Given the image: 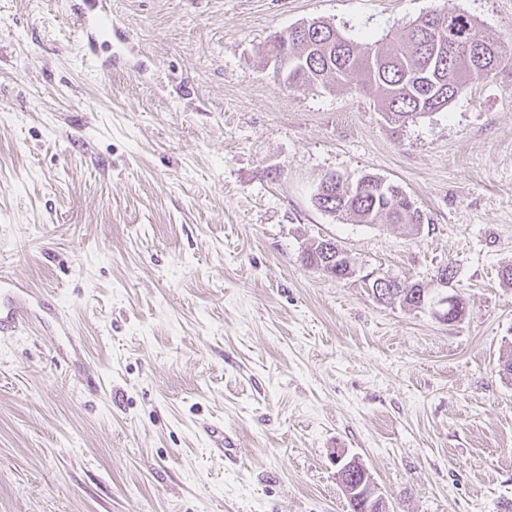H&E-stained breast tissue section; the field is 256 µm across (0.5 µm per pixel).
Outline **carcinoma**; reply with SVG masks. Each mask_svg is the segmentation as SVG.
Segmentation results:
<instances>
[{
    "label": "carcinoma",
    "instance_id": "obj_1",
    "mask_svg": "<svg viewBox=\"0 0 512 512\" xmlns=\"http://www.w3.org/2000/svg\"><path fill=\"white\" fill-rule=\"evenodd\" d=\"M444 7L415 20L398 39L386 36L358 41L341 34L323 21L309 36L290 33L276 36L264 60L273 67L275 79L287 85L325 86L336 82L377 94L379 107L396 122H406L421 114L440 110L441 103L454 98L464 80L450 77L456 55L470 47L471 31L476 22L461 14L455 17V39L435 45L433 34L448 27ZM500 63V57L477 59L472 78L487 76ZM392 191H366L353 183L340 195L330 196L318 208L338 216H349L361 224L383 219L388 224L418 226L423 213L413 206L409 196H399V186L388 183ZM321 241L304 251L303 262L309 267L324 264Z\"/></svg>",
    "mask_w": 512,
    "mask_h": 512
}]
</instances>
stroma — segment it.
Returning <instances> with one entry per match:
<instances>
[{
	"label": "stroma",
	"instance_id": "1",
	"mask_svg": "<svg viewBox=\"0 0 512 512\" xmlns=\"http://www.w3.org/2000/svg\"><path fill=\"white\" fill-rule=\"evenodd\" d=\"M0 0V512H348L343 448L392 512H512V0ZM447 6L502 48L441 111L286 88L263 52L320 20L402 34ZM399 185L419 228L319 210ZM336 241L357 272L306 267ZM455 272L443 323L370 278ZM234 447L209 450L201 428ZM76 19L82 31L85 32L90 46H93L94 43H96V37L105 27L108 25L112 26V20L102 14H93L88 16L86 12H81L76 15ZM321 240L315 241L312 244H310L307 249L304 251L303 256V262L309 266V267H316L319 268V264L324 265V260L327 259L324 253H327V249H332L331 253L336 251V258L337 257H346L348 262L350 263L349 257L346 253L342 252L340 248L337 247V245H334L333 241H327L324 242V253L322 250ZM21 303L10 301L0 303V335L8 336L16 331L28 326L24 311L21 309Z\"/></svg>",
	"mask_w": 512,
	"mask_h": 512
}]
</instances>
